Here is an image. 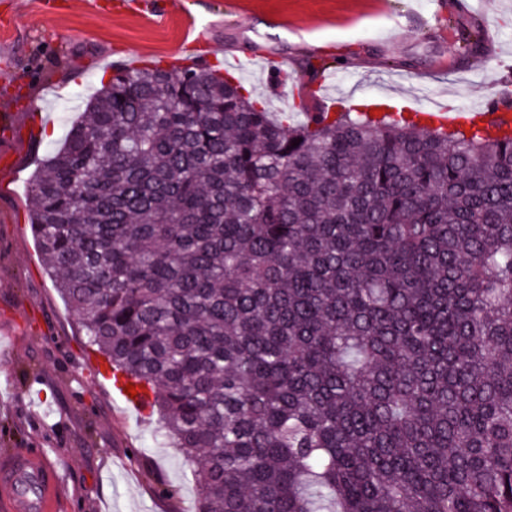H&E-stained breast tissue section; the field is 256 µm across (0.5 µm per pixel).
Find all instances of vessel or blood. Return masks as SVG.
<instances>
[{
    "label": "vessel or blood",
    "mask_w": 512,
    "mask_h": 512,
    "mask_svg": "<svg viewBox=\"0 0 512 512\" xmlns=\"http://www.w3.org/2000/svg\"><path fill=\"white\" fill-rule=\"evenodd\" d=\"M445 130L480 129L490 136L512 133V103L496 97L458 117L441 112ZM61 459L47 452L18 451L0 458V512H55L61 498Z\"/></svg>",
    "instance_id": "vessel-or-blood-1"
}]
</instances>
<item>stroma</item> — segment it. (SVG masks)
<instances>
[{
	"instance_id": "35a3bbf8",
	"label": "stroma",
	"mask_w": 512,
	"mask_h": 512,
	"mask_svg": "<svg viewBox=\"0 0 512 512\" xmlns=\"http://www.w3.org/2000/svg\"><path fill=\"white\" fill-rule=\"evenodd\" d=\"M478 29V57L459 54ZM337 67L336 106L392 100L410 110L482 105L512 66V0H0V457L46 449L64 460L57 512H197L180 454L156 418L114 399L88 361L75 313L46 275L28 223V186L113 68L237 62L272 112L293 108L260 60ZM178 488L176 501L154 481Z\"/></svg>"
}]
</instances>
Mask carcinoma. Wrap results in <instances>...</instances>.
Masks as SVG:
<instances>
[{
  "label": "carcinoma",
  "mask_w": 512,
  "mask_h": 512,
  "mask_svg": "<svg viewBox=\"0 0 512 512\" xmlns=\"http://www.w3.org/2000/svg\"><path fill=\"white\" fill-rule=\"evenodd\" d=\"M28 207L199 512H512V137L119 67Z\"/></svg>",
  "instance_id": "obj_1"
}]
</instances>
